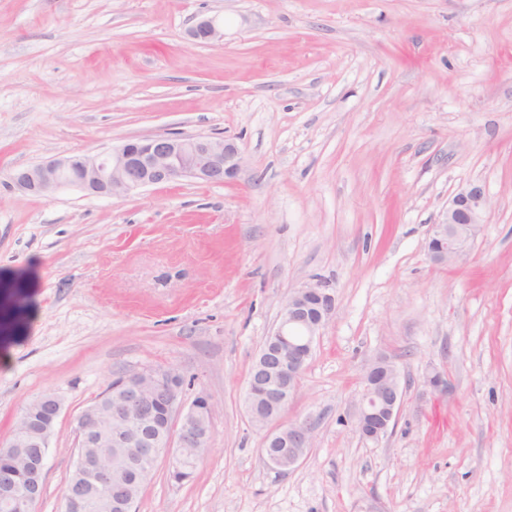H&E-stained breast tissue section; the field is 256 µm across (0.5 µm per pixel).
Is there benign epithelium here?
Listing matches in <instances>:
<instances>
[{
    "label": "benign epithelium",
    "instance_id": "1",
    "mask_svg": "<svg viewBox=\"0 0 512 512\" xmlns=\"http://www.w3.org/2000/svg\"><path fill=\"white\" fill-rule=\"evenodd\" d=\"M223 36L212 18L198 20L190 30V37L200 44ZM238 170L239 151L231 142L163 134L129 139L96 157L72 155L18 169L11 179L20 189L42 196L77 187L112 198L188 178L222 184ZM486 210L482 186L471 184L458 191L432 226L430 258L446 264L460 259L485 223ZM334 313V298L320 283L288 295L271 333L276 347L259 353L252 369L246 405L257 425L277 420L311 357L316 336ZM181 387L176 370L147 367L114 384L106 404L94 401L80 412L75 426L77 476L64 488L66 512H85L96 501L135 512L137 498L130 488L137 485L138 474L154 470L162 454L184 460L197 453L210 405L205 396L185 405ZM62 406L54 392L37 397L4 446L12 467L29 477L20 486L11 473L0 474V506L5 512H34L43 494L44 459ZM402 406L398 367L385 357L376 358L366 372L360 400L356 425L361 437L378 441L387 435ZM313 430L307 420L269 430L261 449L265 464L280 472L294 469L312 445Z\"/></svg>",
    "mask_w": 512,
    "mask_h": 512
}]
</instances>
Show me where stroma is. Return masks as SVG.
<instances>
[{
    "instance_id": "1",
    "label": "stroma",
    "mask_w": 512,
    "mask_h": 512,
    "mask_svg": "<svg viewBox=\"0 0 512 512\" xmlns=\"http://www.w3.org/2000/svg\"><path fill=\"white\" fill-rule=\"evenodd\" d=\"M209 16L223 39L195 43ZM163 133L233 142L236 177L120 198L10 179ZM471 183L485 222L436 263ZM316 282L336 311L280 418L314 440L281 473L245 395ZM380 355L404 402L374 442L355 421ZM145 367L207 395L210 432L190 481L157 459L137 512H512V0H0V444L63 402L36 512H64L76 415ZM487 197L478 184L458 191L448 202L441 220L432 226L427 251L437 263H454L460 259L485 222Z\"/></svg>"
}]
</instances>
